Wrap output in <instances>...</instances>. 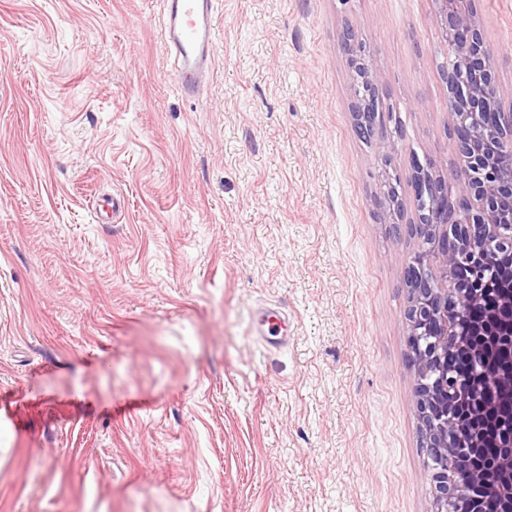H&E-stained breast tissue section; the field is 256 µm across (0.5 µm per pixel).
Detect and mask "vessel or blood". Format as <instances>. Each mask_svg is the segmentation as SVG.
Returning a JSON list of instances; mask_svg holds the SVG:
<instances>
[{"label":"vessel or blood","mask_w":512,"mask_h":512,"mask_svg":"<svg viewBox=\"0 0 512 512\" xmlns=\"http://www.w3.org/2000/svg\"><path fill=\"white\" fill-rule=\"evenodd\" d=\"M217 0H163L161 34L173 55L176 86L185 94L198 93L208 71L214 42L213 16ZM285 314L261 309L253 333L267 348L287 344Z\"/></svg>","instance_id":"obj_1"}]
</instances>
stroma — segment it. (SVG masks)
<instances>
[{
  "mask_svg": "<svg viewBox=\"0 0 512 512\" xmlns=\"http://www.w3.org/2000/svg\"><path fill=\"white\" fill-rule=\"evenodd\" d=\"M471 8L512 105V0ZM437 9L219 0L188 98L160 0H0V512H431L405 271L412 161L457 165ZM348 30L394 109L369 144ZM285 313L278 309L262 308L255 319L253 333L258 342L266 348L282 347L288 342L285 329Z\"/></svg>",
  "mask_w": 512,
  "mask_h": 512,
  "instance_id": "1",
  "label": "stroma"
}]
</instances>
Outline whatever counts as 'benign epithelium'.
I'll return each instance as SVG.
<instances>
[{
    "instance_id": "obj_1",
    "label": "benign epithelium",
    "mask_w": 512,
    "mask_h": 512,
    "mask_svg": "<svg viewBox=\"0 0 512 512\" xmlns=\"http://www.w3.org/2000/svg\"><path fill=\"white\" fill-rule=\"evenodd\" d=\"M436 24L454 55L448 84V111L455 117L452 136L462 178L450 182L432 161H413L416 209L409 225L419 241V256L405 274L410 305L405 312L410 359L417 374L416 404L422 447L426 448L433 512H480L489 494L498 496V512H512V271L495 289L496 305L481 323L467 309L481 300L491 283L480 276L486 254L512 252V172L496 163L495 150L512 152V108L501 106L482 32L467 0H436ZM342 47L368 90L365 47L344 35ZM377 99L356 105L357 130L374 135ZM454 243L455 249L448 248ZM466 265L473 276L461 280ZM458 320L448 322V311ZM465 351L490 360L480 378L448 372V356ZM491 443L497 453L481 459L478 449Z\"/></svg>"
}]
</instances>
